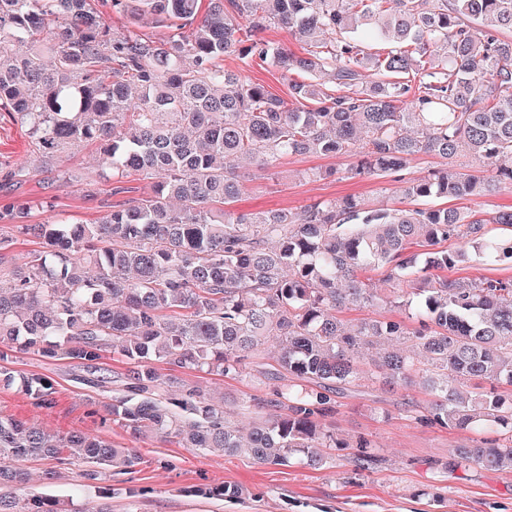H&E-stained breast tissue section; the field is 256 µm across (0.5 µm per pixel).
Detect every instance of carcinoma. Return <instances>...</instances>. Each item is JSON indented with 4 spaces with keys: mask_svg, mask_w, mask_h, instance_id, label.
<instances>
[{
    "mask_svg": "<svg viewBox=\"0 0 512 512\" xmlns=\"http://www.w3.org/2000/svg\"><path fill=\"white\" fill-rule=\"evenodd\" d=\"M110 0L113 12L167 24L161 38L112 29L91 0H0V111L27 127L38 167L92 143L117 176L141 174L150 192L111 205L89 224H27L28 207L0 206V224L42 240L13 263L0 237V362L19 349L98 370L126 364L112 419L132 434L172 435L185 448L245 452L266 466L318 448H355L325 427L334 397L354 381L417 386L434 400L414 420L493 429L456 448L450 465L512 472V281L452 278L472 260L512 262V209L475 213L432 204L512 188V0ZM308 42L297 55L265 40L271 26ZM237 55L299 74L282 97L218 61ZM351 157L350 179L390 177L420 154L444 160L411 181L404 209L348 195L298 212H235L242 157L267 168L285 155ZM487 168L478 175L459 156ZM452 238L466 246L440 249ZM381 271L400 318L350 326L349 305H378L362 280ZM279 347L263 415L242 443L224 405L152 361L242 376L266 339ZM382 352L364 373L363 350ZM37 404L53 385L21 380ZM79 455L99 480L131 471L135 454L98 436H57L0 418V512L17 462ZM24 512H58L34 497Z\"/></svg>",
    "mask_w": 512,
    "mask_h": 512,
    "instance_id": "obj_1",
    "label": "carcinoma"
}]
</instances>
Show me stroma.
I'll use <instances>...</instances> for the list:
<instances>
[{
    "label": "stroma",
    "instance_id": "stroma-1",
    "mask_svg": "<svg viewBox=\"0 0 512 512\" xmlns=\"http://www.w3.org/2000/svg\"><path fill=\"white\" fill-rule=\"evenodd\" d=\"M28 159L25 127L0 112V169L26 165ZM56 164L66 172V181L30 172L21 184L0 190V205L32 204V224H54L64 216L90 222L106 206L139 199L149 190V180L138 174L113 180L111 172L100 167L93 145L63 149ZM347 164L344 157L311 154L280 158L264 170L240 164L234 173L244 194L235 208L296 211L316 200L348 194L375 205L402 207V183L389 177L345 178ZM275 357V347L265 346L249 358L240 379L184 369L177 375L230 404L265 396L269 385L259 369L274 363ZM6 366L17 383L0 386V416L60 435L97 434L114 447L133 449L139 458L133 472L115 468L102 481L86 479V463L73 458L63 469V480L53 484L45 474L54 461L22 462L25 480L13 490L20 503L46 494L59 499V512H83L92 500L106 504L110 512H512V473L448 466L451 448L468 443L472 432L417 423L404 411L407 392L400 388L359 381L337 396L335 413L324 419L344 436L370 439L383 464L361 470L348 450L334 448L330 465L324 467L303 461L272 467L245 454L192 450L153 433L133 436L112 419L111 391L79 383L85 369L77 363L17 350L10 352ZM31 375L53 382L52 407L38 406L22 391L20 379ZM224 483L241 486V498L206 495V488Z\"/></svg>",
    "mask_w": 512,
    "mask_h": 512
}]
</instances>
